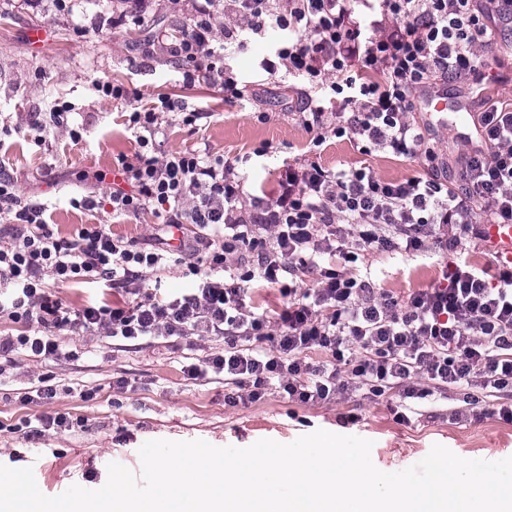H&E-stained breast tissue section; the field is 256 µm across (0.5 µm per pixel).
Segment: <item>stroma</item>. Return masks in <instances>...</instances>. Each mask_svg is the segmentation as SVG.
I'll list each match as a JSON object with an SVG mask.
<instances>
[{
    "mask_svg": "<svg viewBox=\"0 0 512 512\" xmlns=\"http://www.w3.org/2000/svg\"><path fill=\"white\" fill-rule=\"evenodd\" d=\"M196 11V0H0V174L24 198L46 204L55 235L67 238L79 225L103 222L115 236L143 247L152 243L164 221L153 209L115 219L72 201L109 196L110 181L95 175L111 170L119 156L135 157L129 112L163 99L178 109L160 118L156 155L200 151L236 161L244 189L252 194L272 191L291 165L365 168L394 181L427 175L432 159L451 160L472 147L468 133L477 120L472 111L449 113L447 123L432 125L431 159L365 153L352 139L331 134L322 146H313L299 110L306 98L327 100L331 94L286 69L266 71L264 62L281 31L244 37L246 20L236 0H216L211 45L237 77L241 94L233 97L217 74L193 69L170 51L194 24ZM495 24L503 37L481 49L479 82L484 99L512 105V22L499 18ZM35 28L45 32L44 41H30ZM103 83L123 87L127 98L104 96L97 90ZM63 105L67 113L53 120ZM187 112L198 113V120L184 123ZM37 121L42 127L36 131ZM459 261L497 266L482 240L469 237L454 252L431 257L374 252L347 269L369 274L376 288L403 299L439 284L446 266ZM223 348L217 336L146 338L133 346L76 332L65 336L64 355L53 362L21 353L0 357V464L32 467L40 491L56 496L74 484L102 487L112 462L140 472L138 450L150 440L245 448L262 439L287 444L324 429L371 440L372 462L387 473L414 466L436 444L465 459L512 457V422L499 419L485 402L482 419L456 418L462 401L452 391L419 402L406 423L394 419L388 399L371 400L362 389L303 404L273 385L257 403L225 404L223 376L193 380L184 372L186 365ZM44 378L58 386L56 398L26 401V392ZM120 378L127 387H117ZM55 413L68 414L73 428L32 435L29 420Z\"/></svg>",
    "mask_w": 512,
    "mask_h": 512,
    "instance_id": "35a3bbf8",
    "label": "stroma"
}]
</instances>
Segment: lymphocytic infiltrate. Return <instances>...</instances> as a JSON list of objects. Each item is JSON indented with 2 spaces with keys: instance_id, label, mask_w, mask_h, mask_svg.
<instances>
[{
  "instance_id": "f902f5d3",
  "label": "lymphocytic infiltrate",
  "mask_w": 512,
  "mask_h": 512,
  "mask_svg": "<svg viewBox=\"0 0 512 512\" xmlns=\"http://www.w3.org/2000/svg\"><path fill=\"white\" fill-rule=\"evenodd\" d=\"M238 2L251 33L288 31L275 50L280 63L341 95L336 111L314 98L301 111L317 147L326 134H351L366 151L418 156L430 134L409 118L418 92L441 77L478 74L476 50L495 38L476 0H290L284 14L271 13L268 0ZM373 3L380 19L356 15V5ZM212 18L201 6L178 52L192 62L206 58L213 71L219 57L210 46ZM364 71L382 74V82L362 81ZM157 111L131 113L140 150L113 168L122 184L111 195L116 217L152 206L164 211L155 248L113 236L102 224L56 237L42 207L0 176V220L10 224L9 240L0 243V317L31 329L0 337V354L59 359V333L75 329L130 341L220 336L223 353L190 365L187 374L223 375L232 405L260 401L274 382L305 404L352 387L373 397L398 389L413 400L456 387L496 398L495 413L512 421V404L504 400L512 393V267L479 272L457 263L442 284L403 301L341 268L361 253L420 255L432 240L452 250L461 236H481L482 225L512 224L511 108L483 109L485 146L461 155L457 182L437 168L387 181L363 169L309 164L285 170L270 201L246 194L227 160L196 152L159 160L152 152ZM186 222L198 231L181 238L178 250L199 284L180 297H159L143 274L161 262L158 248L168 245L171 229ZM255 281L279 287L286 298L276 322L251 311ZM76 282H103L135 301L73 310L50 288ZM312 351L325 352L327 361L311 363Z\"/></svg>"
}]
</instances>
